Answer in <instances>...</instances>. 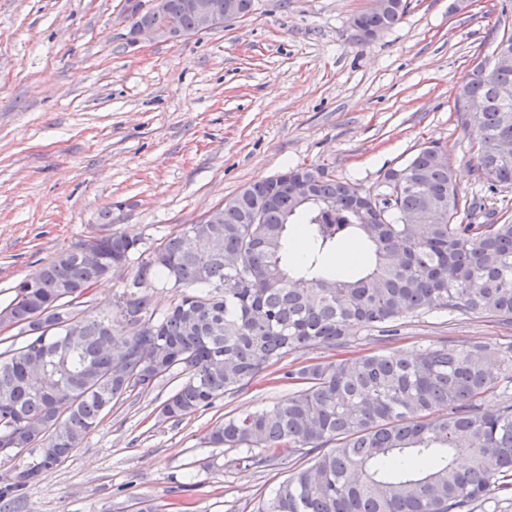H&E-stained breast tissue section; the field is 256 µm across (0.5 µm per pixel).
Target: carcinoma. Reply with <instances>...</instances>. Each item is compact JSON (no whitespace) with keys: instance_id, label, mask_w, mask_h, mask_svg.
<instances>
[{"instance_id":"obj_1","label":"carcinoma","mask_w":512,"mask_h":512,"mask_svg":"<svg viewBox=\"0 0 512 512\" xmlns=\"http://www.w3.org/2000/svg\"><path fill=\"white\" fill-rule=\"evenodd\" d=\"M186 0H168L136 24L190 32ZM406 0H386L354 15L359 41L399 23ZM512 61L460 90L484 101L471 117L477 177L495 191L512 187ZM302 174L313 194L296 199L286 178ZM371 192L319 166L297 165L246 186L224 201V223L188 224L141 251L140 240L111 231L19 282L0 326L19 327V344L0 349V443L31 447L39 433L50 450L14 469L0 487V512L56 469L99 420L135 391L166 375L184 377L162 405L167 419L213 407L291 351L347 348L363 332L385 337L425 310L484 314L512 324V221L465 224L475 201L461 203L443 146L420 148L387 170ZM305 230L301 259L288 263L293 220ZM368 244L364 258L338 270L326 259L349 239ZM138 257L115 316H87L80 298ZM176 290L157 313L150 290ZM138 332L121 341L114 328ZM497 361L501 376L488 364ZM301 388L271 406L231 416L207 440L239 448L237 465L263 468L282 452L316 454L295 470L259 512H507L512 505V345L469 339L408 355L383 348L284 373ZM498 398V406L485 401ZM334 447L323 450L328 444Z\"/></svg>"}]
</instances>
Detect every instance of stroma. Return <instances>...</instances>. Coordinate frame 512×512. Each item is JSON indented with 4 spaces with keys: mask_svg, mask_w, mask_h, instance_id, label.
I'll return each instance as SVG.
<instances>
[{
    "mask_svg": "<svg viewBox=\"0 0 512 512\" xmlns=\"http://www.w3.org/2000/svg\"><path fill=\"white\" fill-rule=\"evenodd\" d=\"M398 24L353 39L369 0H255L253 11L176 41L132 42L151 0H0V308L14 286L97 230L158 245L245 185L322 165L376 189L425 142L445 146L460 195L478 194L470 113L454 110L477 63L512 27L500 0H408ZM133 268L94 285L87 315L110 310ZM478 338L512 343L496 318L437 310L404 320L391 345L411 353ZM309 349L215 407L160 414L165 378L117 404L19 512H257L313 456L258 471L209 431L287 398L284 371L381 348Z\"/></svg>",
    "mask_w": 512,
    "mask_h": 512,
    "instance_id": "stroma-1",
    "label": "stroma"
}]
</instances>
